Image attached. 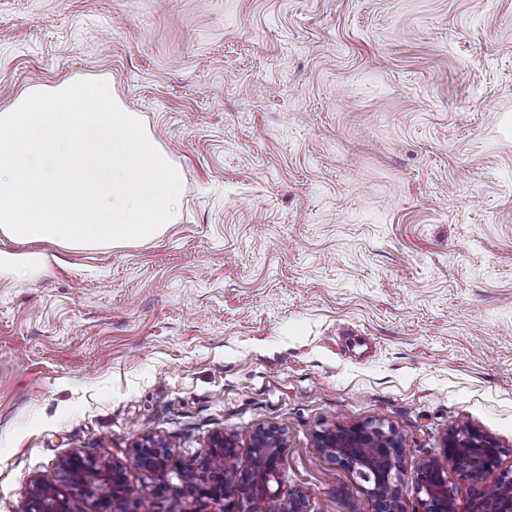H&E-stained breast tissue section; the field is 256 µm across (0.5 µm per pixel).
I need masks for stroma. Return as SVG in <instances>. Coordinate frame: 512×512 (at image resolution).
Here are the masks:
<instances>
[{
    "label": "stroma",
    "instance_id": "stroma-1",
    "mask_svg": "<svg viewBox=\"0 0 512 512\" xmlns=\"http://www.w3.org/2000/svg\"><path fill=\"white\" fill-rule=\"evenodd\" d=\"M103 75L184 174L175 224L40 245L0 278V512L126 464L115 512H218L205 450L258 428L305 512H375L317 432L380 422L405 467L447 432L512 470V0H0V102ZM164 439V470L130 466ZM46 270L43 255L40 252H11L0 250V277L13 276L32 278ZM62 469L73 486L90 497L116 501L127 491L123 464L102 467L95 460L75 453L63 462Z\"/></svg>",
    "mask_w": 512,
    "mask_h": 512
}]
</instances>
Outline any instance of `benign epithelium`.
I'll use <instances>...</instances> for the list:
<instances>
[{
    "label": "benign epithelium",
    "instance_id": "7a95c632",
    "mask_svg": "<svg viewBox=\"0 0 512 512\" xmlns=\"http://www.w3.org/2000/svg\"><path fill=\"white\" fill-rule=\"evenodd\" d=\"M317 447L332 463L356 473L365 482L375 502V512H405L403 498L412 492L419 503L418 512H456V497L448 485L446 466L474 484H482L500 463L501 448L496 440L469 427H454L444 439V460L423 461L412 474L404 466V448L396 431L382 423H367L349 428L326 429L317 433ZM286 447L283 434L272 428H260L252 435L251 468L240 472L234 467L236 443L220 434L213 438L206 459L224 461V482L204 486L192 483L196 498L224 503L221 512H304L306 494L296 491L288 500L271 490L278 476V465ZM170 456L166 442L150 437L135 447L133 465L161 469ZM67 479L90 497L118 500L127 491L122 464L103 467L78 453L62 464ZM28 512H68L67 498L37 481L30 497ZM467 512H512V472H504L490 489L469 503Z\"/></svg>",
    "mask_w": 512,
    "mask_h": 512
}]
</instances>
